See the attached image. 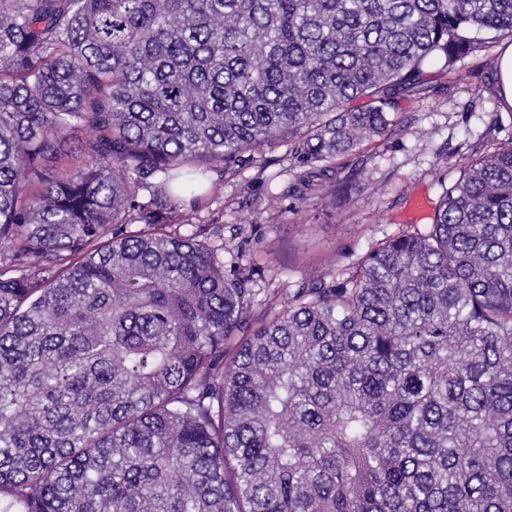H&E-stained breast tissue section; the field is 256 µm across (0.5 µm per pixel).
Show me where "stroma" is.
<instances>
[{
  "label": "stroma",
  "instance_id": "stroma-1",
  "mask_svg": "<svg viewBox=\"0 0 512 512\" xmlns=\"http://www.w3.org/2000/svg\"><path fill=\"white\" fill-rule=\"evenodd\" d=\"M503 46L486 44L450 72L427 62L422 90L394 95L387 131L337 159L334 182L304 198L288 193L301 168L284 142L255 153L246 168L211 175L204 193L212 210L224 213L212 239L243 244L224 254L225 266L256 268L253 286L262 300L357 266L383 239L426 229L465 159L512 141V107L500 98L492 64Z\"/></svg>",
  "mask_w": 512,
  "mask_h": 512
}]
</instances>
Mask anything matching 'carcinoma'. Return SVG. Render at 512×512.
Returning a JSON list of instances; mask_svg holds the SVG:
<instances>
[{
  "label": "carcinoma",
  "instance_id": "1",
  "mask_svg": "<svg viewBox=\"0 0 512 512\" xmlns=\"http://www.w3.org/2000/svg\"><path fill=\"white\" fill-rule=\"evenodd\" d=\"M504 36L512 0H0V500L512 512V142L259 315L200 216L279 141L305 194Z\"/></svg>",
  "mask_w": 512,
  "mask_h": 512
}]
</instances>
